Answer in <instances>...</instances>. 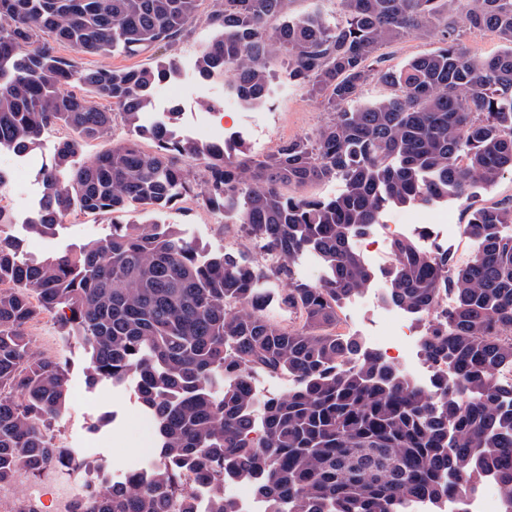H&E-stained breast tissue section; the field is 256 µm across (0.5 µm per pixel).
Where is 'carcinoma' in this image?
<instances>
[{
  "mask_svg": "<svg viewBox=\"0 0 512 512\" xmlns=\"http://www.w3.org/2000/svg\"><path fill=\"white\" fill-rule=\"evenodd\" d=\"M288 4L0 0V149L24 155L46 130L64 132L41 170L43 204L29 232L49 235L76 209L112 214L108 238L34 260L0 206V486L70 454L47 437L66 406V367L35 353L26 332L37 315L56 313L63 335L84 348L93 383L137 380L161 459L126 486L84 494L69 512H195L188 473L214 465L251 484L269 512H406L416 499L438 512L449 493L474 494L490 476L512 506V383L496 378L512 366V206L470 212L462 232L474 250L461 264L407 238L390 244L383 297L425 322L424 358L455 368V378L439 374L421 390L338 331L342 301L374 279L354 237L391 207L465 202L512 172V0H341L337 21L294 16ZM455 15L503 49L468 55ZM202 17L214 28L196 59L202 78L228 74L242 103L259 104L269 59L281 53L289 79L323 97L332 118L262 160L231 136L218 146L140 124L154 85L179 71L176 44ZM428 28L442 47L400 69L376 67L381 50ZM59 45L74 56L58 55ZM152 49L162 51L152 68L80 63ZM373 79L393 92L363 103ZM73 80L87 94L64 92ZM117 115L126 136L69 169ZM185 158L204 165L201 182ZM336 179L342 190L327 200L281 191ZM183 197L239 225L277 265L209 253L173 224L122 220ZM304 251L321 259L320 280L296 276ZM269 275L286 282L279 301L297 314L292 326L254 304ZM446 295L448 310L433 313ZM259 371L291 384L260 402L249 385ZM210 512H238L222 481Z\"/></svg>",
  "mask_w": 512,
  "mask_h": 512,
  "instance_id": "1",
  "label": "carcinoma"
}]
</instances>
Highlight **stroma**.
I'll return each instance as SVG.
<instances>
[{
  "mask_svg": "<svg viewBox=\"0 0 512 512\" xmlns=\"http://www.w3.org/2000/svg\"><path fill=\"white\" fill-rule=\"evenodd\" d=\"M213 35L214 31L206 21H198L191 34L177 46L180 76L159 84L153 92L154 111L174 113L173 124L177 131L190 129L195 138L208 141L220 135L241 132L247 154L258 160L274 152L282 142L312 134L330 120L331 115L321 101L289 79L287 63L281 56L270 59L273 88L266 101L255 107L245 106L225 92L221 79L207 81L199 78L195 71L197 53ZM59 137L56 130L45 133L39 145L25 155L24 162L29 170L26 182L22 189L4 200L15 215L12 234L23 239L26 251L35 257L60 253L106 238L112 232L111 215L76 211L65 217L53 234L29 235L26 222L38 213L43 194L39 170L52 158ZM493 203L512 204V174L504 175L493 186L475 188L474 196L467 204L451 200L429 207L410 205L388 209L382 225L373 226L365 237L366 242L378 245L376 251L364 255L376 273L375 285H382L381 273L394 261L390 239L382 233L383 224L408 225L407 236L411 239L416 238L418 229L447 225L448 248L455 260L462 263L472 250L470 241L460 234L461 224L468 221V206ZM134 218L176 225L185 238L213 251L229 246L253 262L262 260L259 253L238 242V225L224 222L223 218L189 200L176 202L161 212H138ZM27 332L34 352H42L48 347L67 363L69 400L58 422L64 425L70 444L84 449L87 461L95 462L105 455L114 465L123 466L152 454V447L146 446L142 438L141 421L145 411L137 398L135 382L120 386L90 385L83 347L61 337L60 325L54 316L38 315L29 324Z\"/></svg>",
  "mask_w": 512,
  "mask_h": 512,
  "instance_id": "1",
  "label": "stroma"
}]
</instances>
